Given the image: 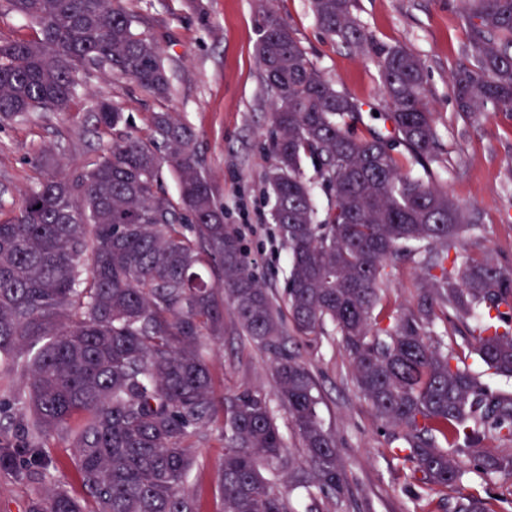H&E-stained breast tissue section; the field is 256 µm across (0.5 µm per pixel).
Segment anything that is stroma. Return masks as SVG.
<instances>
[{"instance_id":"1","label":"stroma","mask_w":512,"mask_h":512,"mask_svg":"<svg viewBox=\"0 0 512 512\" xmlns=\"http://www.w3.org/2000/svg\"><path fill=\"white\" fill-rule=\"evenodd\" d=\"M139 31L164 49L172 92L159 101L133 81L100 71L82 77L83 94L66 112H33L0 127V183L9 188L6 209L18 208L33 185L32 165L51 152L62 168H88L105 140L94 131L88 97L117 102L130 115L137 134L150 135L152 113L168 111L197 135L202 164L227 223L239 230L254 271L275 299H282L288 251L270 218L267 173L272 137L270 94L255 55L257 0H125ZM318 69L342 92L365 102L360 128H379L387 104L376 66L355 49L328 38L313 19L308 0H276ZM355 14L378 43L400 45L425 63L431 108L437 114L441 150L432 165L434 182L460 204L482 216L479 237L456 246L459 258L490 254L512 271V112L470 120L457 115L448 75L466 40L459 0H356ZM383 289L397 308L415 307L424 286L418 266L389 262ZM303 361L321 395L319 414L339 443L349 494L336 512H448L459 494L497 495L502 512H512V478L471 477L460 488H428L397 457L392 431L382 428L352 381L347 356L329 340L306 343ZM208 360L215 395L243 388L270 396L284 443L300 448L298 435L275 399L268 355L242 336L232 309L224 311V337L209 342ZM224 458V423L216 421L199 445L197 466L187 486L201 497V512H219L218 473Z\"/></svg>"}]
</instances>
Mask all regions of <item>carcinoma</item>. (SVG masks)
Returning <instances> with one entry per match:
<instances>
[{
    "label": "carcinoma",
    "mask_w": 512,
    "mask_h": 512,
    "mask_svg": "<svg viewBox=\"0 0 512 512\" xmlns=\"http://www.w3.org/2000/svg\"><path fill=\"white\" fill-rule=\"evenodd\" d=\"M122 0H6L32 39L0 37V125L65 112L79 74L101 70L165 99L158 40L137 29ZM467 43L451 70L456 112H512V0H460ZM318 26L375 63L391 129L358 132L364 102L329 81L268 3L255 53L271 94V220L288 248V323L259 281L237 229L224 223L196 136L155 112L151 137L112 140L90 168L66 173L37 159L18 210L0 206V358L22 392L0 394V470L44 487L26 512H200L187 489L197 444L224 414L222 512H295L264 471H288L305 512H333L349 492L335 435L319 417L318 384L297 340L325 336L350 358L353 383L388 428L397 456L426 486L453 487L461 458L483 476H512V395L466 364L512 378V272L484 255L449 252L481 232L479 212L434 184L439 133L420 57L377 44L355 0H309ZM95 133L129 127L106 100L91 103ZM403 147L421 166L401 170ZM308 160L318 182L307 179ZM172 168L178 198L161 191ZM332 199L316 206V187ZM407 256L428 287L416 308L383 304L387 262ZM243 335L271 356L277 396L301 439L287 448L266 394L216 402L206 339L224 335V304ZM473 322L459 342L448 326ZM70 437L81 500L51 481L48 437ZM492 496L460 495L449 512H498Z\"/></svg>",
    "instance_id": "1"
}]
</instances>
